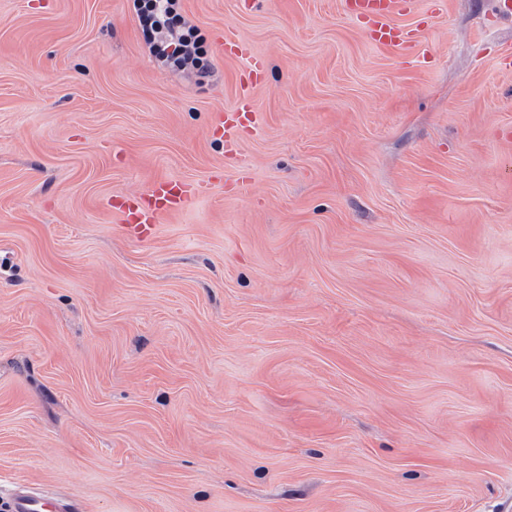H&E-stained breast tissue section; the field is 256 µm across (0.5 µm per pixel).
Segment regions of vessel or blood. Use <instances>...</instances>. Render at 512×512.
I'll use <instances>...</instances> for the list:
<instances>
[{
  "instance_id": "1",
  "label": "vessel or blood",
  "mask_w": 512,
  "mask_h": 512,
  "mask_svg": "<svg viewBox=\"0 0 512 512\" xmlns=\"http://www.w3.org/2000/svg\"><path fill=\"white\" fill-rule=\"evenodd\" d=\"M343 6L348 15L364 23L371 43L395 57L418 54V27L395 22L397 15L412 9L413 0H343ZM216 51L219 55L244 62L236 77V103L224 115V150L232 156L241 145L238 135L240 126L248 124L255 127L262 120L255 92L263 81L267 59L241 39L220 38ZM202 190L199 184L158 176L136 194H114L108 201V207L119 217L125 232H137L142 227L154 226L164 217L186 209ZM12 509L13 512H79L78 505L56 507L51 500L25 487L14 490Z\"/></svg>"
}]
</instances>
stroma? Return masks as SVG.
<instances>
[{
  "mask_svg": "<svg viewBox=\"0 0 512 512\" xmlns=\"http://www.w3.org/2000/svg\"><path fill=\"white\" fill-rule=\"evenodd\" d=\"M181 5L207 78L131 0H0V512H512V19L419 0V61L340 0ZM223 35L268 62L232 160ZM132 8L149 54L161 65L210 73L199 37L180 18L181 0H132ZM204 189L200 184L158 176L135 195L114 194L108 207L120 218L125 232L134 231L143 238L164 217L186 209ZM142 226L147 228L140 231ZM12 495L13 512H78L80 510V506L76 504L58 509L54 502L30 492L28 487L17 488Z\"/></svg>",
  "mask_w": 512,
  "mask_h": 512,
  "instance_id": "obj_1",
  "label": "stroma"
}]
</instances>
